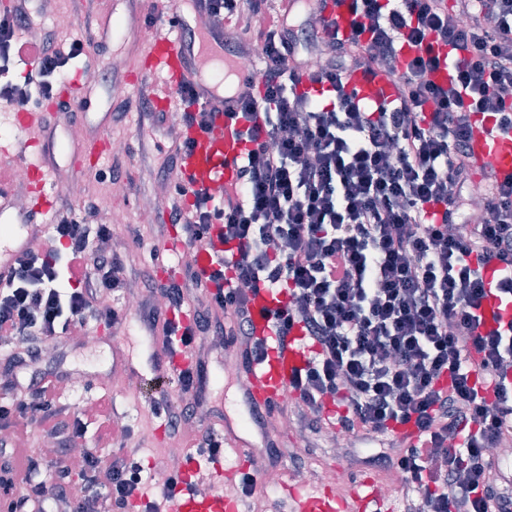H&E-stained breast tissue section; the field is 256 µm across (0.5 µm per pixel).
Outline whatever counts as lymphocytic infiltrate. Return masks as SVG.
I'll list each match as a JSON object with an SVG mask.
<instances>
[{
  "label": "lymphocytic infiltrate",
  "instance_id": "lymphocytic-infiltrate-1",
  "mask_svg": "<svg viewBox=\"0 0 512 512\" xmlns=\"http://www.w3.org/2000/svg\"><path fill=\"white\" fill-rule=\"evenodd\" d=\"M210 27L259 53L258 80L238 96L232 122L247 148L238 181L221 194L187 189L178 156L190 138L171 140L160 172L168 183L171 224L184 249L180 279L152 286L162 305L142 317L162 349L190 365L174 379L177 393L158 390L151 413H163L170 439L215 459L223 434L187 429L204 390L202 341L220 336L234 348L238 372L266 356L254 334L250 302L261 290L283 296L268 319L279 347L301 330L313 356L290 383L287 403L266 407L269 418L319 434L334 430L358 443L387 442L376 462L402 477L413 512H512V492L500 489L496 447L512 443V321L485 329L483 303L512 304V176L482 174L486 217L471 220L470 153L475 116L512 131V0H353L351 31L341 39L324 9L284 22L267 0H206ZM32 24L19 4L0 16V75L8 73ZM418 47L402 61L399 43ZM451 47L454 74L432 80ZM81 40L37 47V70L8 86L12 110L50 99ZM383 72L395 97L373 105L346 89L350 73ZM325 85L315 99L303 81ZM169 223V224H170ZM221 224L230 258L215 257L208 274L196 266ZM51 246L30 248L0 283V369L10 373L38 359L45 340L83 341L91 324L126 318L125 268L94 203L55 211L42 225ZM500 269L486 283L488 266ZM191 312L181 326L168 310ZM61 379L39 371L27 383L10 379L0 399V512H125L143 499L158 512L178 484L160 491L148 481L141 443L116 437L111 399L73 410L61 401ZM343 408L325 415L328 402ZM417 429L397 440L398 426ZM94 443H87L88 429ZM55 439L54 458L34 454V442ZM86 450L71 471L70 449Z\"/></svg>",
  "mask_w": 512,
  "mask_h": 512
}]
</instances>
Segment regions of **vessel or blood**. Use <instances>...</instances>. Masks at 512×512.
<instances>
[{"instance_id":"1","label":"vessel or blood","mask_w":512,"mask_h":512,"mask_svg":"<svg viewBox=\"0 0 512 512\" xmlns=\"http://www.w3.org/2000/svg\"><path fill=\"white\" fill-rule=\"evenodd\" d=\"M351 0H330L327 13L336 19L341 35H349ZM146 56L140 68L141 74L161 78L163 96L154 98L156 113L167 112L174 99L173 92L180 84L194 83L201 102L213 112L215 119L211 132L190 130L193 149L180 155L177 165L186 184L199 188H225L238 179L237 162L244 153L246 144L236 127L227 118L236 111V96L224 90L225 70H238L239 63L224 52V37L220 32L205 28L178 27L171 29L162 24L154 25L152 36L146 44ZM347 87L356 96L367 102H389L394 98L391 80L385 74L366 76L362 72L351 73ZM23 129L43 127L45 134L39 137V151L29 164L33 179L39 186L48 185L57 166L58 143L51 137V123L42 113H21ZM473 159L478 167L495 171L498 176L512 174V132L501 133L492 119H485L475 127L470 143ZM14 188L10 179L0 176V223L6 225V233L0 234V280L11 274L16 255L30 247L28 236L30 224L46 220L54 201L42 191L31 208L14 211L12 199ZM280 293L263 290L253 299V325L260 338L271 335L266 309L281 302ZM311 349L304 342L301 330H294L288 348L269 346L265 359L253 364L247 376L250 394L258 405L279 403L289 394V385L295 372L306 365ZM151 359L158 371L173 375L187 367L188 361L181 353L159 349L152 350ZM372 494L364 488L353 489L349 500L336 499L331 494L296 498L290 512H368ZM169 512H245L237 498L219 492H202L196 488L179 484L178 497Z\"/></svg>"}]
</instances>
